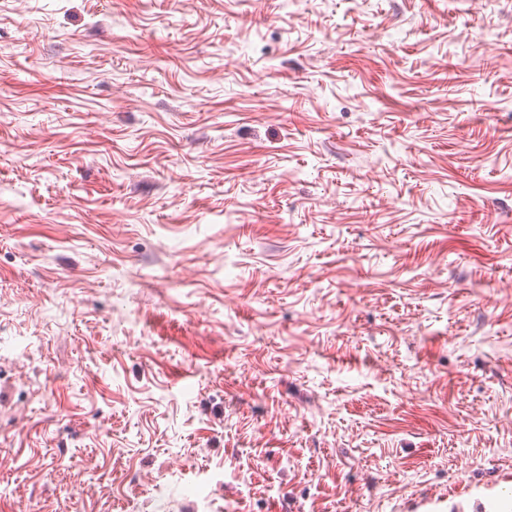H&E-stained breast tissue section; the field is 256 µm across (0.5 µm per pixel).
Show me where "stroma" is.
<instances>
[{
	"label": "stroma",
	"instance_id": "obj_1",
	"mask_svg": "<svg viewBox=\"0 0 512 512\" xmlns=\"http://www.w3.org/2000/svg\"><path fill=\"white\" fill-rule=\"evenodd\" d=\"M500 512L512 0H0V512Z\"/></svg>",
	"mask_w": 512,
	"mask_h": 512
}]
</instances>
